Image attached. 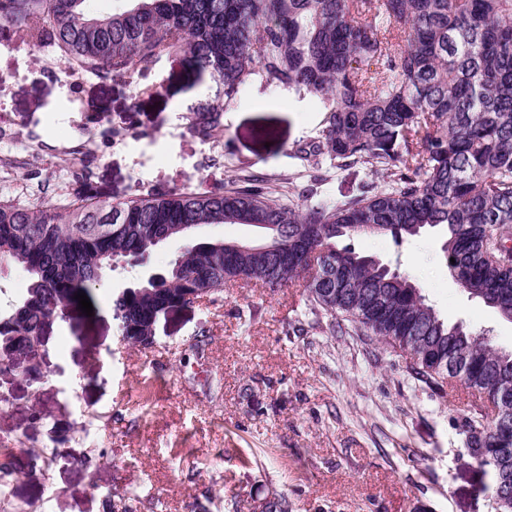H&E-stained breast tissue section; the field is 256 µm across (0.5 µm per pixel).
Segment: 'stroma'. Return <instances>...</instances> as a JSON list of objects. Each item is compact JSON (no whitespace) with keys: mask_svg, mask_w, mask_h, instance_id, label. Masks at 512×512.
<instances>
[{"mask_svg":"<svg viewBox=\"0 0 512 512\" xmlns=\"http://www.w3.org/2000/svg\"><path fill=\"white\" fill-rule=\"evenodd\" d=\"M216 85L180 57L147 82L65 72L59 50L0 39V200L64 210L76 174L118 203L142 190L212 191L263 173L287 191L295 149L323 115L306 95L245 85L222 128L200 134L192 108ZM222 163H212L215 155ZM438 230L394 244L347 239L409 276L449 323L512 348V323L469 298L448 272ZM106 272L93 313L72 309L47 330L37 380L0 374V441L20 512H494L491 477L470 457L462 383L433 391L381 343L289 326L309 314L300 288L225 286L158 318L149 349L121 342L113 292L158 272L179 251Z\"/></svg>","mask_w":512,"mask_h":512,"instance_id":"1","label":"stroma"}]
</instances>
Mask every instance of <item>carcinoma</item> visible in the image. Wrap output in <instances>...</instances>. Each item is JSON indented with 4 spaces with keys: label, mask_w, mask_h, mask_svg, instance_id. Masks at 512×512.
Instances as JSON below:
<instances>
[{
    "label": "carcinoma",
    "mask_w": 512,
    "mask_h": 512,
    "mask_svg": "<svg viewBox=\"0 0 512 512\" xmlns=\"http://www.w3.org/2000/svg\"><path fill=\"white\" fill-rule=\"evenodd\" d=\"M88 2L0 0V34L53 45L69 67L102 81L145 77L161 57L180 54L224 97L192 111L203 134L223 127L253 77L320 102L322 133L295 150L307 178L297 193L276 196L249 174L221 192L117 204L79 194L64 212L0 200V275L20 266L31 279L25 297L0 311V351L32 360L46 330L78 305L75 294L93 297L123 260L144 262L213 224H271L259 243L189 244L161 272L112 295L120 334L148 348L162 311L228 282L302 288L312 314L384 343L415 379L440 392L454 380L471 390L470 456L492 472L496 512H512V425L479 404L512 410V350L448 323L412 280L337 246L357 236L400 243L441 227L451 274L512 322V0H128L107 16L91 14ZM316 157L336 170L361 164L386 185L372 181L331 205Z\"/></svg>",
    "instance_id": "1"
}]
</instances>
